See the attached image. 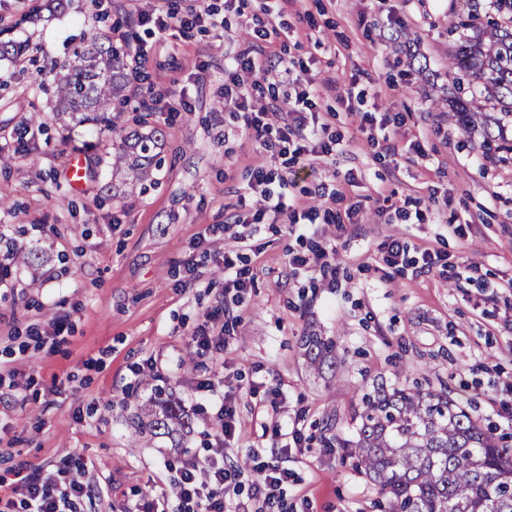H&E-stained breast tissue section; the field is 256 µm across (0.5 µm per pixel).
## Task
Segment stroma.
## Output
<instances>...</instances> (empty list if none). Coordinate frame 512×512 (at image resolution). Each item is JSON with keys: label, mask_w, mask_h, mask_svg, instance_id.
Wrapping results in <instances>:
<instances>
[{"label": "stroma", "mask_w": 512, "mask_h": 512, "mask_svg": "<svg viewBox=\"0 0 512 512\" xmlns=\"http://www.w3.org/2000/svg\"><path fill=\"white\" fill-rule=\"evenodd\" d=\"M30 2L0 0V41L32 46L0 60V186L10 193L0 233L44 254L0 273V395L26 389L25 401L0 405V488L18 465L52 473L72 451L95 488L84 512L168 486V465L201 461L219 428L200 409L206 382L283 392L265 410L240 395L241 453L284 446L303 420L311 446L287 461L294 512H374L375 487L345 450L374 386L446 393L512 435L501 409L512 401V153L484 149L483 132L465 133L451 112L448 21L466 0H290L276 49L314 79L321 137L342 145L303 171L224 102V55L266 22L262 0L230 11L207 0L223 26L184 35L137 25L143 54L127 61L111 131L56 112L53 81L73 46L127 35L128 0H38L32 16ZM151 99L175 113L143 111ZM379 112L402 115L395 153L367 143L366 116ZM136 133L154 134L163 159L146 183L112 170L116 142ZM415 140L424 155L409 151ZM77 156L89 173L78 190L67 177ZM260 162L270 190L299 210L341 212L365 198L386 210L342 226L244 225L237 265L252 285L232 306L238 324L223 355L201 357L192 334L224 301L223 227ZM391 236L410 257L432 248L442 259L393 273L380 260ZM322 247L336 250L322 276L290 265ZM57 316L64 332L42 343ZM313 333L332 341V366H311L302 339ZM159 388L181 404L188 433L136 434Z\"/></svg>", "instance_id": "1"}]
</instances>
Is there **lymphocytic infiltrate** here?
I'll list each match as a JSON object with an SVG mask.
<instances>
[{
	"instance_id": "1",
	"label": "lymphocytic infiltrate",
	"mask_w": 512,
	"mask_h": 512,
	"mask_svg": "<svg viewBox=\"0 0 512 512\" xmlns=\"http://www.w3.org/2000/svg\"><path fill=\"white\" fill-rule=\"evenodd\" d=\"M142 22L153 23L157 32L194 27L216 28L220 21L207 6H199L189 16H181L165 5H157L150 14L142 15ZM273 32L269 28L257 30V41L229 58L224 66V101L244 112L246 124L256 138L275 134L279 152L292 155L295 163L309 166L321 157L331 156L333 148L318 138V121L311 118L313 102L308 91L296 92L287 103L271 98L266 105L254 106L247 87L250 78H268L276 73L285 77L291 70L284 57H273L267 52ZM270 180L264 167L252 172L251 190L254 194L247 203L253 211L254 222L283 223L288 206L281 196L267 188ZM235 317L220 306L207 314V322L194 334L198 354L217 356L227 346V335L234 330ZM238 388L231 387L215 402L220 430L207 446L202 464L182 467L172 482L173 493L164 499H140L134 507L122 512H229L230 501L241 492H248L258 503L256 512H286L284 489L292 477L278 455L263 456L249 450L246 461L235 457L233 442L240 430L236 419ZM81 466L77 454H69L57 473L44 475L35 471L19 475L10 494L0 497V512H80L85 497L94 488L76 476Z\"/></svg>"
}]
</instances>
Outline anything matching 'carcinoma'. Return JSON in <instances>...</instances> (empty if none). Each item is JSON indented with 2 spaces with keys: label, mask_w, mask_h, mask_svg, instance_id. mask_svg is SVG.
<instances>
[{
  "label": "carcinoma",
  "mask_w": 512,
  "mask_h": 512,
  "mask_svg": "<svg viewBox=\"0 0 512 512\" xmlns=\"http://www.w3.org/2000/svg\"><path fill=\"white\" fill-rule=\"evenodd\" d=\"M449 28L458 40L448 73L467 81L471 95H487L502 114L512 116V0H490L483 16L471 8ZM73 56L77 65L55 88L60 111L94 112L96 120L109 122L105 114L124 85V52L90 43L75 47ZM452 112L463 131L475 127L477 110L471 102L457 99ZM155 145L151 136L133 145L143 179L151 167L161 166ZM303 346L316 367L333 351L331 341L315 334L305 337ZM155 403L150 434L185 427L178 406L161 396ZM362 403L357 439L346 457L373 482L379 512H512V448L459 402L420 387H379L364 394Z\"/></svg>",
  "instance_id": "1"
}]
</instances>
